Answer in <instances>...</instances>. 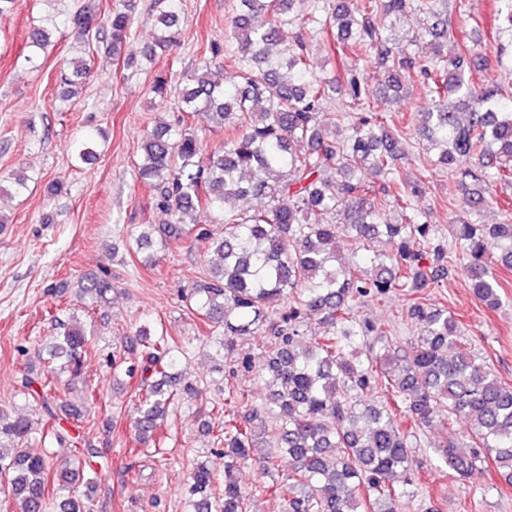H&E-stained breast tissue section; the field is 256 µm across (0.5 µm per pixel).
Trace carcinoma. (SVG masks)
Masks as SVG:
<instances>
[{
	"label": "carcinoma",
	"instance_id": "cac0c4a2",
	"mask_svg": "<svg viewBox=\"0 0 512 512\" xmlns=\"http://www.w3.org/2000/svg\"><path fill=\"white\" fill-rule=\"evenodd\" d=\"M293 4L234 0V47L208 44L175 90L163 73L151 85L163 101L177 93L181 116L142 141L137 177L167 220L140 225L136 249L196 233L211 258L184 299L201 332L219 337L216 356L238 370L251 368L249 359L234 356L240 336L259 337L267 358L261 404L231 386L224 401L213 403L224 415V428L212 439L224 455V475L195 462L187 470V512H252L237 473L259 442L267 451L258 467L271 478L264 491H276L273 477L289 463L286 479L295 496L288 512H399L403 499L425 489L414 449L424 444L422 429L436 426L446 431L433 448L440 470L469 478L490 461L512 487V383L468 346L455 312L425 297L460 263L474 296L490 310L501 305L502 283L491 264L512 271V194L491 193L512 190V93L501 83L474 85L476 62L487 67L490 61L469 46L445 52L448 0H311L304 17L293 13ZM493 5L494 60L501 68L512 48V0ZM380 15L389 26L378 25ZM410 15L419 18L414 37L430 38L432 55L412 54L396 34ZM180 22V0H169L141 68L153 64L156 49L177 42ZM60 25L82 41L95 36L123 68L133 67L121 59L132 12L83 0L61 20L31 19L28 68H42ZM300 27L329 37L326 55L348 62L343 79L313 73L310 42L295 32ZM221 69L234 80L215 79L213 71ZM91 75L85 59L63 61L59 98L72 96ZM374 79L393 92L416 80L426 89L417 134L438 150L429 167L448 173L449 195L465 197L449 239L416 206L426 176L409 178L400 166L409 120L404 113L383 115V101L369 92ZM331 104L347 124L329 130L320 114ZM198 112L224 129L223 146L204 148L192 123ZM72 149L79 162L98 159L91 136L76 139ZM366 170L379 186L364 180ZM239 200L248 207H236ZM491 204L499 207L498 224L483 220ZM200 213L224 225V236L214 238L199 225ZM383 237L392 243L388 253L372 249ZM340 239L363 252L371 270L343 256ZM111 291L112 278L95 276L81 283L79 297L92 305ZM385 298L402 301V312L418 327L406 348L386 340L389 324L360 315L362 306ZM311 311L319 330L306 343ZM54 322L56 335L38 354L43 368L21 374L19 394L44 417L41 439L74 448L77 461L30 451L34 422L22 414L9 418L0 408V482L20 501V512H46L50 500L56 512H93L92 499L77 488L82 479L95 487L112 469L111 442L85 435L78 408L56 392L60 376H83L86 336L73 314ZM128 340L129 347H142L141 362L129 364L114 351L107 366L137 379L133 443L156 448L188 346L145 325ZM368 395L378 400L369 402ZM461 417L471 424L467 452L454 430Z\"/></svg>",
	"mask_w": 512,
	"mask_h": 512
}]
</instances>
